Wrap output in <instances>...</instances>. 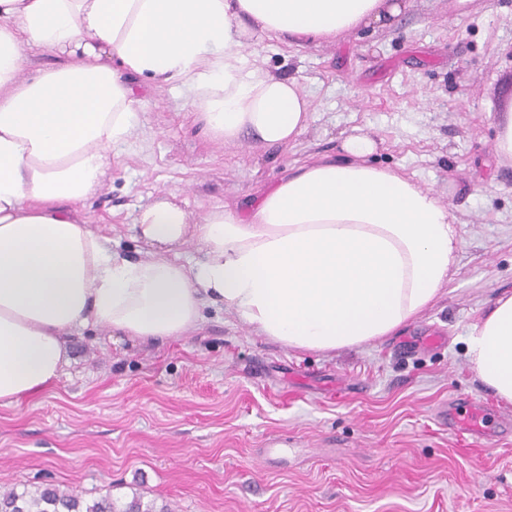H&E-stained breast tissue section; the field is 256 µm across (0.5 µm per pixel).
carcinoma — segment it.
<instances>
[{"label":"carcinoma","mask_w":512,"mask_h":512,"mask_svg":"<svg viewBox=\"0 0 512 512\" xmlns=\"http://www.w3.org/2000/svg\"><path fill=\"white\" fill-rule=\"evenodd\" d=\"M0 512H171L168 505L158 508L134 495L124 504L111 493L83 500L75 492H66L53 485L38 486L21 492L14 488L0 492Z\"/></svg>","instance_id":"carcinoma-1"}]
</instances>
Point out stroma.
Wrapping results in <instances>:
<instances>
[{"instance_id": "35a3bbf8", "label": "stroma", "mask_w": 512, "mask_h": 512, "mask_svg": "<svg viewBox=\"0 0 512 512\" xmlns=\"http://www.w3.org/2000/svg\"><path fill=\"white\" fill-rule=\"evenodd\" d=\"M270 73L312 101L296 142L227 144L192 95L137 79L139 123L89 203L99 232L138 256L142 207L175 197L197 214L258 195L287 170L369 132L370 159L431 189L462 241L437 302L397 335L333 352L293 350L206 306L163 344L89 326L63 373L0 407V490L53 484L171 512H512V404L476 378L464 339L512 290V163L494 152L512 97V0H411L388 28L299 46L266 34ZM441 337L431 346L427 337ZM480 404L485 433L449 429V403Z\"/></svg>"}]
</instances>
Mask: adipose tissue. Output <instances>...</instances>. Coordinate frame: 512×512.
Segmentation results:
<instances>
[{
    "instance_id": "obj_1",
    "label": "adipose tissue",
    "mask_w": 512,
    "mask_h": 512,
    "mask_svg": "<svg viewBox=\"0 0 512 512\" xmlns=\"http://www.w3.org/2000/svg\"><path fill=\"white\" fill-rule=\"evenodd\" d=\"M410 0H0V406L42 392L65 338L101 327L162 343L223 307L254 334L330 352L394 335L432 307L460 249L456 218L404 172L369 162L367 133L248 200L193 216L161 197L133 226L147 254L114 249L85 214L137 122L133 78L180 84L227 143L275 148L308 127L309 94L270 74L261 31L333 40L386 28ZM57 58L28 80L23 46ZM196 245L184 264L176 250ZM477 378L512 404V292L470 325Z\"/></svg>"
}]
</instances>
